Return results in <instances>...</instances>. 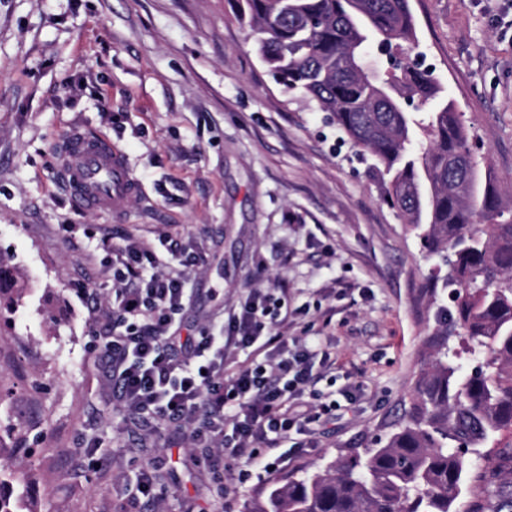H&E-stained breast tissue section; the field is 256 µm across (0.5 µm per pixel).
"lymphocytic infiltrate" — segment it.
Segmentation results:
<instances>
[{
  "label": "lymphocytic infiltrate",
  "instance_id": "lymphocytic-infiltrate-1",
  "mask_svg": "<svg viewBox=\"0 0 512 512\" xmlns=\"http://www.w3.org/2000/svg\"><path fill=\"white\" fill-rule=\"evenodd\" d=\"M101 247L112 255V293L104 300L83 288L79 296L100 325L93 349L101 380L124 408L191 424L188 443L204 448L209 466L230 456L266 474L315 447L316 427L331 409L312 406L305 394L330 359L317 337H287L285 296L272 286L251 289L217 332L185 338L177 317L188 297L186 270L199 257L177 269L183 248L166 234L151 247L131 238L116 245L107 236ZM233 350L246 351L248 363L229 375L224 364Z\"/></svg>",
  "mask_w": 512,
  "mask_h": 512
}]
</instances>
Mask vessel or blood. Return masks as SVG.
Instances as JSON below:
<instances>
[{
	"mask_svg": "<svg viewBox=\"0 0 512 512\" xmlns=\"http://www.w3.org/2000/svg\"><path fill=\"white\" fill-rule=\"evenodd\" d=\"M60 179L67 195L89 211L123 220L140 187L125 151L105 134L73 132L60 149Z\"/></svg>",
	"mask_w": 512,
	"mask_h": 512,
	"instance_id": "vessel-or-blood-1",
	"label": "vessel or blood"
}]
</instances>
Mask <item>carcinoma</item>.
Returning a JSON list of instances; mask_svg holds the SVG:
<instances>
[{
	"label": "carcinoma",
	"mask_w": 512,
	"mask_h": 512,
	"mask_svg": "<svg viewBox=\"0 0 512 512\" xmlns=\"http://www.w3.org/2000/svg\"><path fill=\"white\" fill-rule=\"evenodd\" d=\"M234 2L270 74L373 156L387 201L457 288L386 445L272 488L263 512H512V211L453 102L412 58L410 0ZM374 40L395 63L369 75ZM461 344L481 356L466 374L453 360ZM454 443L482 449L477 463Z\"/></svg>",
	"instance_id": "cac0c4a2"
}]
</instances>
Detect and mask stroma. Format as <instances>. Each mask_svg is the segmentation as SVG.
Segmentation results:
<instances>
[{
	"label": "stroma",
	"mask_w": 512,
	"mask_h": 512,
	"mask_svg": "<svg viewBox=\"0 0 512 512\" xmlns=\"http://www.w3.org/2000/svg\"><path fill=\"white\" fill-rule=\"evenodd\" d=\"M432 72L512 200V0H411ZM109 136L142 192L126 222L78 208L59 149L73 129ZM369 155L315 103L285 93L230 0H0L1 476L15 512H137L149 470L164 512H262L269 489L387 439L405 417L438 307L425 258L385 199ZM82 225L70 236L66 227ZM166 232L208 258L181 314L197 333L258 285L288 290V333L316 336L336 365L316 448L257 478L160 420L128 416L100 379L82 284L107 290L104 234ZM237 488L233 500L225 486Z\"/></svg>",
	"instance_id": "1"
}]
</instances>
